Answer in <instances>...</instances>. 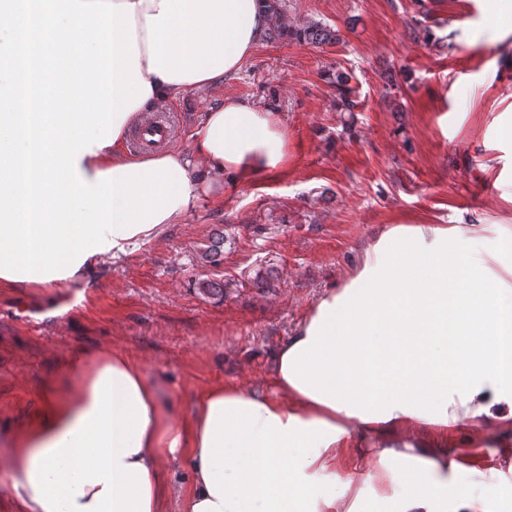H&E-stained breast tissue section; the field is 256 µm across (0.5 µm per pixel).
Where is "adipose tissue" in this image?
Returning a JSON list of instances; mask_svg holds the SVG:
<instances>
[{"label": "adipose tissue", "mask_w": 512, "mask_h": 512, "mask_svg": "<svg viewBox=\"0 0 512 512\" xmlns=\"http://www.w3.org/2000/svg\"><path fill=\"white\" fill-rule=\"evenodd\" d=\"M264 0H0V287L58 288L150 244L227 181L288 167L277 112L228 94L189 150L132 155L156 107L235 76ZM389 224L272 355V394L217 383L174 420L125 352H75L7 440L16 512H512L448 440L512 435V236ZM363 479L337 480L354 455ZM188 468L190 482L179 470Z\"/></svg>", "instance_id": "ef3b65f1"}]
</instances>
